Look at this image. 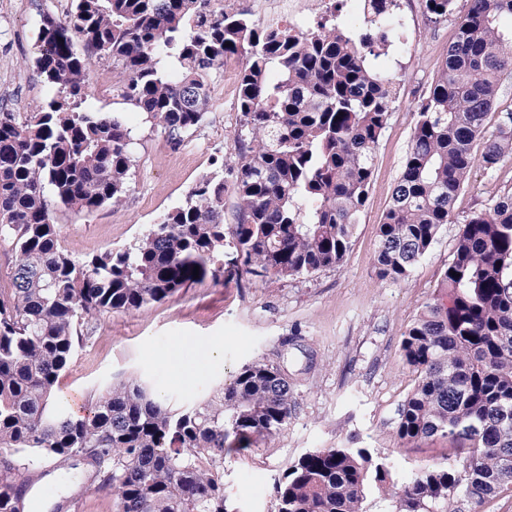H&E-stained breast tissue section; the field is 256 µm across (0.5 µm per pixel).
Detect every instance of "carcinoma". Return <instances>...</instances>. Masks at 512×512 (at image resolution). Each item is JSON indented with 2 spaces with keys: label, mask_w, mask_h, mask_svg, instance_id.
<instances>
[{
  "label": "carcinoma",
  "mask_w": 512,
  "mask_h": 512,
  "mask_svg": "<svg viewBox=\"0 0 512 512\" xmlns=\"http://www.w3.org/2000/svg\"><path fill=\"white\" fill-rule=\"evenodd\" d=\"M395 0H369L365 27H261L212 0H76L44 17L36 67L56 95L20 118L0 110V239L15 260L0 292V448L99 467L119 512H226L224 455L269 444L294 409L288 373L264 357L188 407L139 383L110 387L80 413L54 399L90 323L137 311L192 284L224 279V248L254 278L341 267L366 203L378 140L397 96L382 65L401 30ZM457 0H421L432 20ZM455 40L414 111L403 170L378 226L379 277L406 279L481 167L512 162V109L485 121L512 78V0H466ZM84 42L87 53L75 51ZM121 66V96L184 145L211 106L210 80L243 58L238 110L248 142L203 176L134 245L75 260L45 188L66 208L123 203L133 137L121 112L82 109L92 57ZM484 140L481 155L474 143ZM237 223L224 224V195ZM199 274L194 275V267ZM415 383L399 410L404 443L440 436L454 457L401 482L368 446L300 456L273 486L275 512H479L512 496V193L461 226L437 295L402 333ZM0 512H24V474L0 458Z\"/></svg>",
  "instance_id": "1"
}]
</instances>
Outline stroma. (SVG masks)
<instances>
[{
    "mask_svg": "<svg viewBox=\"0 0 512 512\" xmlns=\"http://www.w3.org/2000/svg\"><path fill=\"white\" fill-rule=\"evenodd\" d=\"M404 45L386 65L397 80L398 100L375 152L369 197L342 267L309 278L255 280L242 274L182 289L133 312H110L92 322L93 332L61 373L55 397L90 403L110 385L141 380L153 396L193 403L229 380L245 363L269 358L294 381L296 410L270 445L224 457V497L229 512H274L273 483L303 453L318 448L368 445L389 454L399 476L443 461L453 443L430 437L404 445L395 440L397 413L414 375L401 350L402 333L434 295L453 257L460 224L492 197L512 192V163L476 169L458 195L454 223L443 226L431 249L405 280L380 278L375 269L378 226L410 146L414 109L436 78L456 33L455 18L430 21L420 0H403ZM75 0H0V106L34 112L55 94L35 60L45 15L72 11ZM120 68L97 57L85 109L124 113L132 130L133 167L121 206L85 214L51 204L67 253L76 260L135 244L159 216L181 205L198 179L235 159L241 116L237 92L223 74L213 76L211 108L189 145L196 155L172 149L163 129L125 101ZM218 346L207 358L202 350ZM179 352L177 364L168 354ZM13 461L33 481L55 475L72 486L61 495L66 512H117L113 488L91 479L90 466L57 467L50 459Z\"/></svg>",
    "mask_w": 512,
    "mask_h": 512,
    "instance_id": "stroma-1",
    "label": "stroma"
}]
</instances>
